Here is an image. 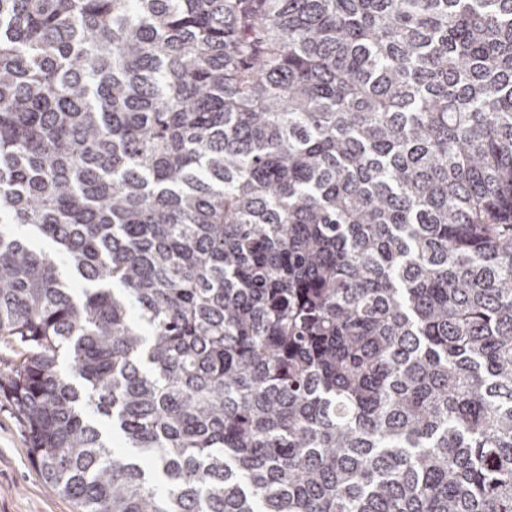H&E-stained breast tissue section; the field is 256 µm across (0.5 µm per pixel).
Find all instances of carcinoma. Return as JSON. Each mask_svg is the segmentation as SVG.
Returning <instances> with one entry per match:
<instances>
[{
  "mask_svg": "<svg viewBox=\"0 0 512 512\" xmlns=\"http://www.w3.org/2000/svg\"><path fill=\"white\" fill-rule=\"evenodd\" d=\"M0 223L77 512H512V0H0ZM0 228L2 230H8L18 235L24 236L29 239L30 243L37 251H41L46 253L49 256H54L55 250L50 240L38 236L31 232L28 227L21 226L18 224H1Z\"/></svg>",
  "mask_w": 512,
  "mask_h": 512,
  "instance_id": "obj_1",
  "label": "carcinoma"
}]
</instances>
